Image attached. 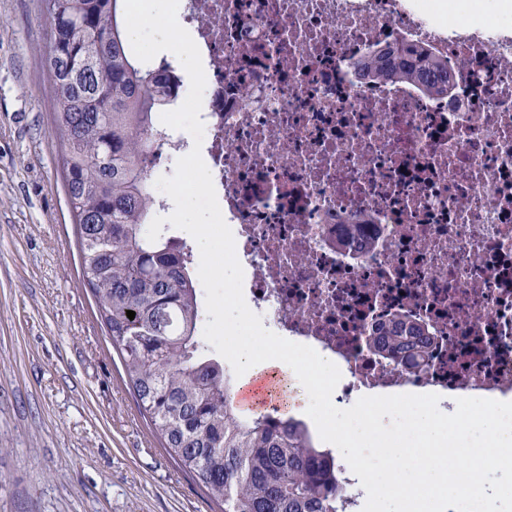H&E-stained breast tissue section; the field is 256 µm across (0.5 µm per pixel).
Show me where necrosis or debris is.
<instances>
[{
	"label": "necrosis or debris",
	"instance_id": "necrosis-or-debris-1",
	"mask_svg": "<svg viewBox=\"0 0 512 512\" xmlns=\"http://www.w3.org/2000/svg\"><path fill=\"white\" fill-rule=\"evenodd\" d=\"M202 143L157 123L148 172L200 147L265 328L334 359L337 406L407 391L512 400V0H180ZM390 46L450 95L361 79ZM405 322L419 368L368 345Z\"/></svg>",
	"mask_w": 512,
	"mask_h": 512
}]
</instances>
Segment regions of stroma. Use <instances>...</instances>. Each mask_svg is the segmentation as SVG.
<instances>
[{
  "label": "stroma",
  "instance_id": "obj_1",
  "mask_svg": "<svg viewBox=\"0 0 512 512\" xmlns=\"http://www.w3.org/2000/svg\"><path fill=\"white\" fill-rule=\"evenodd\" d=\"M44 0H0V512H221L153 432L80 266Z\"/></svg>",
  "mask_w": 512,
  "mask_h": 512
}]
</instances>
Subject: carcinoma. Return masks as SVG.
Segmentation results:
<instances>
[{
    "instance_id": "obj_1",
    "label": "carcinoma",
    "mask_w": 512,
    "mask_h": 512,
    "mask_svg": "<svg viewBox=\"0 0 512 512\" xmlns=\"http://www.w3.org/2000/svg\"><path fill=\"white\" fill-rule=\"evenodd\" d=\"M46 9L53 42L48 71L56 97V129L70 179L83 277L154 432L194 473L224 512H341V487L328 452L306 427L274 410L249 418L232 406L224 362L200 337V305L192 255L163 235L151 242L149 174L156 112L172 98L168 76L131 56L121 0H53ZM390 67L370 53L361 73L381 80L423 82L442 90L446 71L431 56L399 51ZM135 312L129 319L126 311ZM407 325L368 336L411 369L426 337Z\"/></svg>"
}]
</instances>
